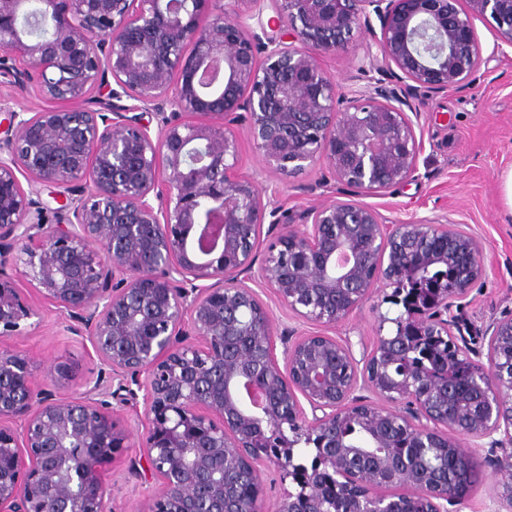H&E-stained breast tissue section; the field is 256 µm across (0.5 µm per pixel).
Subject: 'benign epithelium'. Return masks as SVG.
I'll return each instance as SVG.
<instances>
[{"mask_svg": "<svg viewBox=\"0 0 512 512\" xmlns=\"http://www.w3.org/2000/svg\"><path fill=\"white\" fill-rule=\"evenodd\" d=\"M262 2L0 0V77L51 103L0 121V512H110L133 444L158 484L135 512H461L450 457L487 464L512 512V316L462 318L485 243L356 200L414 176L421 96L470 82L474 21L512 49V0H269L255 27ZM363 26L370 68L341 83L322 59ZM242 121L266 176L323 162L342 197L265 223ZM254 284L319 331L279 330ZM381 292L398 314L358 360L326 330ZM43 303L96 372L39 378L8 345ZM241 171L248 176H256L261 168L259 157L253 151L246 134V124L240 125Z\"/></svg>", "mask_w": 512, "mask_h": 512, "instance_id": "obj_1", "label": "benign epithelium"}]
</instances>
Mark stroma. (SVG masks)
<instances>
[{
	"mask_svg": "<svg viewBox=\"0 0 512 512\" xmlns=\"http://www.w3.org/2000/svg\"><path fill=\"white\" fill-rule=\"evenodd\" d=\"M475 27L482 63L471 85L423 100L419 123L424 149L414 177L362 196L361 201L391 222L448 217L468 224L485 241L487 277L472 292L466 310L467 317L478 324L512 314V207L503 192L504 178L512 171V57L495 51L496 38L485 23L476 22ZM325 172V166L318 165L285 182L267 181L268 195L289 223H299L308 206L335 197V185L321 183ZM394 311L391 304L372 298L332 334L350 340L354 351H361L373 342L378 314ZM42 312V323L26 328L12 340V347L28 353L42 369L70 361L78 375L96 371L86 346L67 332L64 315L50 305ZM134 454V449H126L124 459L106 472L110 512H134L137 503L153 491L129 475L127 459Z\"/></svg>",
	"mask_w": 512,
	"mask_h": 512,
	"instance_id": "35a3bbf8",
	"label": "stroma"
}]
</instances>
